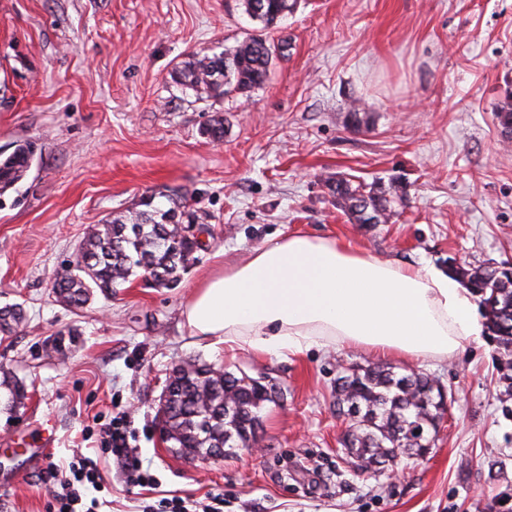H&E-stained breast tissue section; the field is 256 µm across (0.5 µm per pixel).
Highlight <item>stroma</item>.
<instances>
[{"label": "stroma", "instance_id": "obj_1", "mask_svg": "<svg viewBox=\"0 0 512 512\" xmlns=\"http://www.w3.org/2000/svg\"><path fill=\"white\" fill-rule=\"evenodd\" d=\"M242 0H0V154L33 144L16 189L0 195V307L26 319L0 334L2 380L23 406L0 411V448L21 421L52 418V453H99L103 512H142L158 498L223 493V512H498L512 496V412L498 398L495 348L385 362L436 377L454 394L426 457L359 469L342 445L337 364L376 362L340 344L297 355L225 350L190 336L181 311L217 270L291 234L324 236L380 260L444 268L512 262V136L494 110L512 91V0H298L267 30L280 45L266 83L201 101L173 83L186 54L258 33ZM363 100L359 126L347 123ZM224 115V139L203 129ZM398 186L385 224H354L326 177ZM178 188L213 235L173 288L134 279L77 310L49 278L86 229L151 190ZM197 358L265 377L283 391L262 412L255 450L202 462L158 438L175 364ZM156 492L126 485L97 436L114 405ZM40 468L0 484V512H48Z\"/></svg>", "mask_w": 512, "mask_h": 512}]
</instances>
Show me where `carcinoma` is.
Masks as SVG:
<instances>
[{"instance_id": "1", "label": "carcinoma", "mask_w": 512, "mask_h": 512, "mask_svg": "<svg viewBox=\"0 0 512 512\" xmlns=\"http://www.w3.org/2000/svg\"><path fill=\"white\" fill-rule=\"evenodd\" d=\"M297 0H245L248 16L262 28L277 26L295 8ZM276 47L262 36H251L219 52L187 55L172 70V80L199 100L219 101L231 92L247 93L260 87L272 65ZM502 130L512 133V92L497 107ZM33 161V150L19 145L0 159V193L22 181ZM336 205L357 224H384L391 215L393 195L375 187L355 185L338 178L329 185ZM175 211L173 224H160L156 214ZM208 216L178 190L151 191L127 210L89 227L69 266L54 274L52 293L67 307L78 308L94 293L106 298L114 289L142 276L159 272L158 286L174 288L181 275L198 260L203 249L187 232L197 224L206 232ZM477 297L489 338L499 353L497 386L500 400H512V264L476 267L448 265ZM23 319L17 305L0 308V331L9 332ZM168 410L164 420L171 447L206 455L212 448H246L257 443L259 411L268 398L253 379L192 360L169 375ZM336 405L354 406L348 417L344 447L362 462L364 470L390 465L395 449L422 457L430 448L429 436L443 417L441 386L423 373L399 375L383 365H354L336 378Z\"/></svg>"}]
</instances>
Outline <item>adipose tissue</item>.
Wrapping results in <instances>:
<instances>
[{
	"label": "adipose tissue",
	"instance_id": "ef3b65f1",
	"mask_svg": "<svg viewBox=\"0 0 512 512\" xmlns=\"http://www.w3.org/2000/svg\"><path fill=\"white\" fill-rule=\"evenodd\" d=\"M182 316L199 340L279 355L337 342L439 359L483 343L486 331L474 294L449 272L382 262L308 234L212 275Z\"/></svg>",
	"mask_w": 512,
	"mask_h": 512
}]
</instances>
